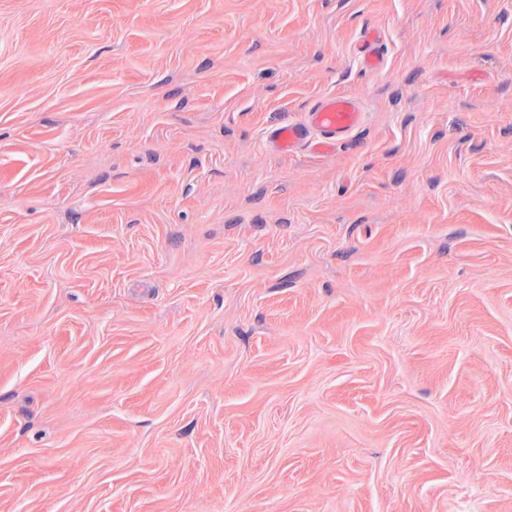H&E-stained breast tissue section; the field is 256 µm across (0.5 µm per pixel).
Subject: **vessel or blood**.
Instances as JSON below:
<instances>
[{"label": "vessel or blood", "instance_id": "b4317fda", "mask_svg": "<svg viewBox=\"0 0 512 512\" xmlns=\"http://www.w3.org/2000/svg\"><path fill=\"white\" fill-rule=\"evenodd\" d=\"M361 111L348 96H330L316 103L306 122L289 124L273 132L278 149L293 152L310 146L326 150L346 138L359 124Z\"/></svg>", "mask_w": 512, "mask_h": 512}]
</instances>
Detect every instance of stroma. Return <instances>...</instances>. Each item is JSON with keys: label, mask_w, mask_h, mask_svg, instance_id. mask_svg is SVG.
I'll use <instances>...</instances> for the list:
<instances>
[{"label": "stroma", "mask_w": 512, "mask_h": 512, "mask_svg": "<svg viewBox=\"0 0 512 512\" xmlns=\"http://www.w3.org/2000/svg\"><path fill=\"white\" fill-rule=\"evenodd\" d=\"M0 512H512V0H0ZM361 111L349 96H330L316 103L305 123L288 124L273 132L281 152H293L304 146L327 150L346 138L359 124ZM313 132H319L317 139Z\"/></svg>", "instance_id": "35a3bbf8"}]
</instances>
